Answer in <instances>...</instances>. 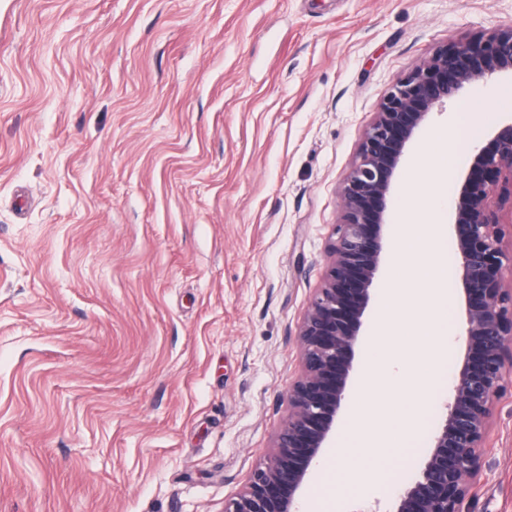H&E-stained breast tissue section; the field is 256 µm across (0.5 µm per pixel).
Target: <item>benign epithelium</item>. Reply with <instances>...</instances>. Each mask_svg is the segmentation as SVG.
Returning <instances> with one entry per match:
<instances>
[{"label":"benign epithelium","mask_w":512,"mask_h":512,"mask_svg":"<svg viewBox=\"0 0 512 512\" xmlns=\"http://www.w3.org/2000/svg\"><path fill=\"white\" fill-rule=\"evenodd\" d=\"M512 72V27L436 51L394 83L366 129L346 178L341 223L334 226L324 282L298 326L301 370L288 390V419L275 451L224 512H302L310 470L330 447L352 382L355 347L382 253L381 228L391 183L406 143L430 112L464 85ZM475 145L463 177L453 236L462 259L466 353L446 403V418L414 480L393 512H463L481 474V448L495 399L512 386V292L501 284L498 225L489 202L512 186V114Z\"/></svg>","instance_id":"7a95c632"}]
</instances>
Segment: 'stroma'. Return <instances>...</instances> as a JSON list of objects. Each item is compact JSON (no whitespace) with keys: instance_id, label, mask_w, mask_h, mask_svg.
<instances>
[{"instance_id":"obj_1","label":"stroma","mask_w":512,"mask_h":512,"mask_svg":"<svg viewBox=\"0 0 512 512\" xmlns=\"http://www.w3.org/2000/svg\"><path fill=\"white\" fill-rule=\"evenodd\" d=\"M511 26L512 0H0V512H224L288 416L366 128L437 48ZM510 89L501 72L433 109L386 223L435 187L406 189L430 129L493 124ZM491 206L510 290L512 196ZM463 358L391 480L368 484L344 409L306 502L393 512ZM464 510L512 512V391Z\"/></svg>"}]
</instances>
